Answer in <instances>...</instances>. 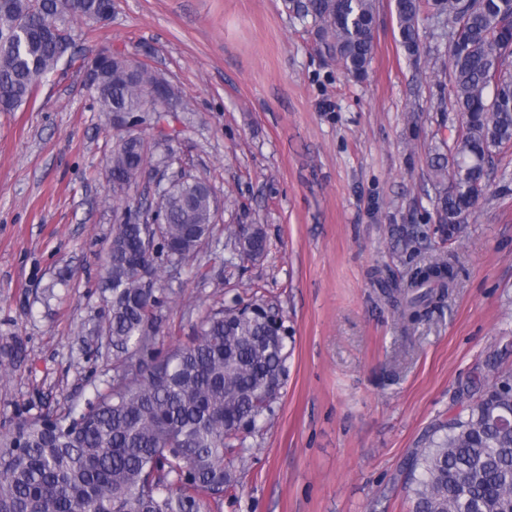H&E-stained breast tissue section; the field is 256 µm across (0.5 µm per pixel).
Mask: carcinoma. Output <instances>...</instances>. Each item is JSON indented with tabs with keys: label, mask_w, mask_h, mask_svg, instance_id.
<instances>
[{
	"label": "carcinoma",
	"mask_w": 512,
	"mask_h": 512,
	"mask_svg": "<svg viewBox=\"0 0 512 512\" xmlns=\"http://www.w3.org/2000/svg\"><path fill=\"white\" fill-rule=\"evenodd\" d=\"M400 43L420 54L421 16L449 42L451 98L463 132L429 160L434 209L453 235L475 213L494 156L512 148V10L500 0H395ZM304 16L343 72L361 80L375 47L376 0H307ZM112 0H0V112L30 103L35 79L53 73L71 47L57 19L102 21ZM84 72L93 107L123 110L137 124L150 111L157 74L127 56L98 55ZM134 131L116 138L107 159L112 227L104 282L112 291L102 330L118 366L106 392L64 416L48 412L0 437V512H200L234 481L230 440L273 413L269 381L284 384L288 357L282 319L261 298L233 301L197 326L194 340L163 355L153 346L152 309L162 279L211 238L214 192L183 172L173 190L143 212L129 199L151 164ZM232 258L266 251L259 224L227 230ZM456 274L444 259L415 266L404 285L401 318L419 322L442 304ZM461 411L428 434L407 458L410 512H512V373L478 378L457 396Z\"/></svg>",
	"instance_id": "obj_1"
}]
</instances>
